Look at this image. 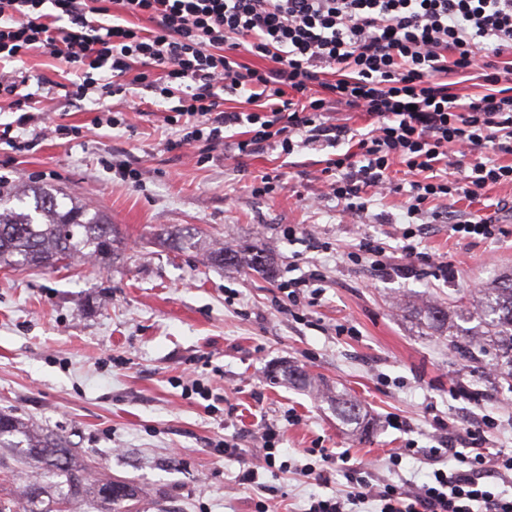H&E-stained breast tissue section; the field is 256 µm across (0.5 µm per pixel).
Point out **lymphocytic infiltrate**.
Segmentation results:
<instances>
[{
  "label": "lymphocytic infiltrate",
  "mask_w": 512,
  "mask_h": 512,
  "mask_svg": "<svg viewBox=\"0 0 512 512\" xmlns=\"http://www.w3.org/2000/svg\"><path fill=\"white\" fill-rule=\"evenodd\" d=\"M482 40L490 59L479 55ZM40 48L64 64L69 96L104 99L134 85L159 94L185 146L223 143L239 126L248 133L234 144L242 155L333 148L352 130L331 122L330 109L362 113L370 126L355 151L326 161L329 194L348 216L402 191L391 178L397 166L414 176L411 218L435 202L512 187V0H0V64ZM329 69L338 77L322 83ZM451 74L482 80L486 93L462 102ZM47 82L0 79V97L21 110L0 128L5 144L24 148L14 131L41 108ZM318 83L325 94L311 97ZM228 94L251 110H225ZM493 425L487 418L466 428L468 453L430 449L450 463L414 488L376 480L350 452L319 449L303 473L341 460L347 489L312 500L308 512L368 501L379 512H512V496L492 484L512 474V453L485 449Z\"/></svg>",
  "instance_id": "1"
}]
</instances>
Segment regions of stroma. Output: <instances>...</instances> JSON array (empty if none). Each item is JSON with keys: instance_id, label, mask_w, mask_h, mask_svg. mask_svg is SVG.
<instances>
[{"instance_id": "1", "label": "stroma", "mask_w": 512, "mask_h": 512, "mask_svg": "<svg viewBox=\"0 0 512 512\" xmlns=\"http://www.w3.org/2000/svg\"><path fill=\"white\" fill-rule=\"evenodd\" d=\"M43 94L48 110L27 127L29 149L0 143V191L61 190L109 219L122 249L105 267L0 268V411L70 437L96 475L140 486L139 512H255L260 499L272 512H306L312 496L346 486L339 462L301 473L312 448L351 450L379 478L418 485L431 471L423 455L437 445V417L466 427L490 416V452H512V382L496 377L493 353L462 359L411 312L426 299L460 304L512 271V212L499 216L507 235L492 241L428 221L422 251L457 265L445 281L408 269L397 235L404 193L374 198L353 220L324 195L329 150L228 158L220 146H176L161 110L113 129L107 112L124 109L121 98L103 111L58 87ZM58 124L67 134H55ZM121 167L136 180L120 179ZM257 175L273 178L274 193L253 194ZM167 227L256 246L273 269L207 264L161 244ZM365 237L388 245L387 271L348 259ZM312 269L323 292L289 311L280 283ZM340 324L354 335H337ZM290 365L347 390L372 433L349 432L329 403L289 384ZM193 379L210 399L184 394ZM268 425L283 434L276 459L289 471L262 467ZM225 438L235 456L225 457ZM410 441L416 453L392 466L390 453ZM250 467L258 484H240Z\"/></svg>"}]
</instances>
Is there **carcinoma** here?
<instances>
[{"instance_id": "cac0c4a2", "label": "carcinoma", "mask_w": 512, "mask_h": 512, "mask_svg": "<svg viewBox=\"0 0 512 512\" xmlns=\"http://www.w3.org/2000/svg\"><path fill=\"white\" fill-rule=\"evenodd\" d=\"M177 250L202 251L214 265H229L242 272L269 266L258 248L200 246L195 234L169 233L165 238ZM118 249L112 224L67 195L40 186L25 185L6 196L0 194V267H53L71 260L94 257L107 264ZM432 330L447 327L449 314L436 302L415 308ZM459 324L450 345L463 357L492 347L499 352L497 370L512 379V273L495 285L478 290L470 308L456 314ZM477 322L474 327L471 322ZM336 417L354 430L367 434L369 420L358 401L346 391L328 396ZM0 448L13 449L24 465L20 496L0 501V512H63L62 506L91 498L105 512H132L140 502V489L125 480L103 476L89 478L90 469L80 460L70 440L36 428L15 416L0 412Z\"/></svg>"}]
</instances>
